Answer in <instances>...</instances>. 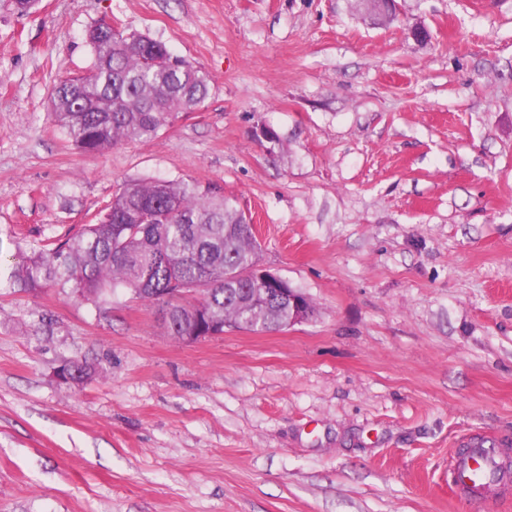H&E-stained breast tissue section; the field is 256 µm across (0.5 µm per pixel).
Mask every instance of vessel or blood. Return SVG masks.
<instances>
[{
  "label": "vessel or blood",
  "mask_w": 512,
  "mask_h": 512,
  "mask_svg": "<svg viewBox=\"0 0 512 512\" xmlns=\"http://www.w3.org/2000/svg\"><path fill=\"white\" fill-rule=\"evenodd\" d=\"M461 445L448 463V482L457 493L480 502L512 497V452L478 435Z\"/></svg>",
  "instance_id": "vessel-or-blood-1"
}]
</instances>
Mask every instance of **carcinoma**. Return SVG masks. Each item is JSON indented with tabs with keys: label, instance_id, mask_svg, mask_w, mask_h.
<instances>
[{
	"label": "carcinoma",
	"instance_id": "cac0c4a2",
	"mask_svg": "<svg viewBox=\"0 0 512 512\" xmlns=\"http://www.w3.org/2000/svg\"><path fill=\"white\" fill-rule=\"evenodd\" d=\"M92 75L66 78L51 91L49 118L84 154L158 137L207 99L210 76L137 33L86 34ZM253 225L234 197L191 180L129 182L76 235L43 245L18 265L16 280L37 293L52 284L98 304L118 288L147 304L165 302L167 328L184 339L224 326L273 331L288 306L253 300L246 275L259 260ZM90 367L60 369L78 381Z\"/></svg>",
	"mask_w": 512,
	"mask_h": 512
}]
</instances>
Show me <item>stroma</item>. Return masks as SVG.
Instances as JSON below:
<instances>
[{
	"label": "stroma",
	"mask_w": 512,
	"mask_h": 512,
	"mask_svg": "<svg viewBox=\"0 0 512 512\" xmlns=\"http://www.w3.org/2000/svg\"><path fill=\"white\" fill-rule=\"evenodd\" d=\"M397 3L377 27L348 0H0V512H512L448 485L464 435L512 448V0ZM102 20L211 89L84 155L47 114ZM156 178L236 197L313 316L189 343L128 291L13 284Z\"/></svg>",
	"instance_id": "35a3bbf8"
}]
</instances>
